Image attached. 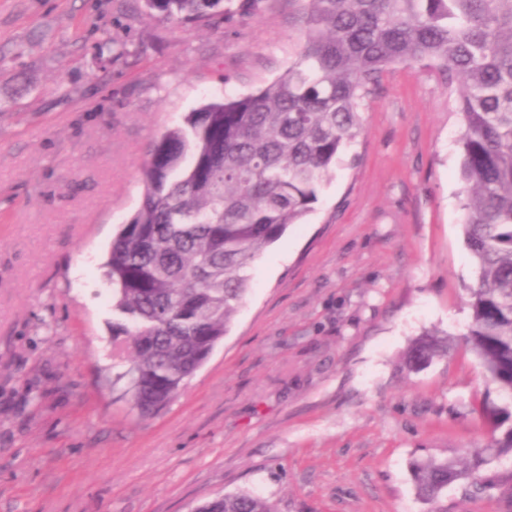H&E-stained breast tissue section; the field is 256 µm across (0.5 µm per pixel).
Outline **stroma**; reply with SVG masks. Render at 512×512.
Instances as JSON below:
<instances>
[{
    "label": "stroma",
    "mask_w": 512,
    "mask_h": 512,
    "mask_svg": "<svg viewBox=\"0 0 512 512\" xmlns=\"http://www.w3.org/2000/svg\"><path fill=\"white\" fill-rule=\"evenodd\" d=\"M302 44L298 0H231L205 24L144 0H0V512H194L242 491L279 512H426L411 461L486 443L477 406L498 394L465 342L462 117L420 63L370 86L360 136L178 397L143 419L112 383L103 264L152 143ZM426 333L452 349L406 369ZM436 506L512 499L456 483Z\"/></svg>",
    "instance_id": "stroma-1"
}]
</instances>
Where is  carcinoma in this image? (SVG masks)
Wrapping results in <instances>:
<instances>
[{"mask_svg":"<svg viewBox=\"0 0 512 512\" xmlns=\"http://www.w3.org/2000/svg\"><path fill=\"white\" fill-rule=\"evenodd\" d=\"M304 44L256 93L209 102L152 145L138 208L104 263L112 286V358L142 417L174 400L228 333L249 268L317 203L325 176L362 127L359 105L393 64L427 62L457 82L462 230L477 266L468 287L470 351L503 403L481 409L487 444L464 459L411 462L419 499L448 486L501 490L512 470V0H299ZM174 22H204L224 0H146ZM448 355L424 334L405 354L416 370ZM196 512H278L268 498L227 493Z\"/></svg>","mask_w":512,"mask_h":512,"instance_id":"carcinoma-1","label":"carcinoma"}]
</instances>
